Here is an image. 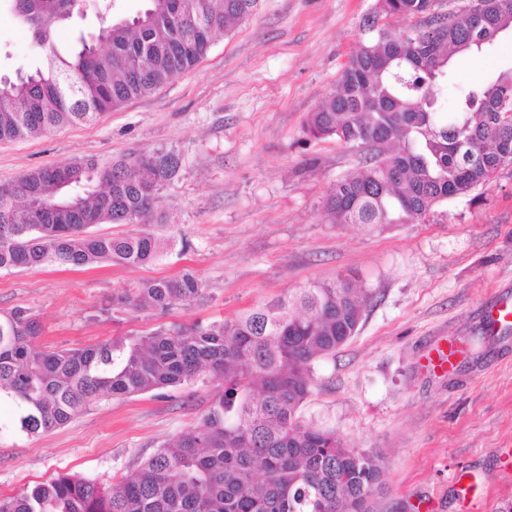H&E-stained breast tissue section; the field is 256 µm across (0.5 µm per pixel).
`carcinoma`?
<instances>
[{
    "mask_svg": "<svg viewBox=\"0 0 512 512\" xmlns=\"http://www.w3.org/2000/svg\"><path fill=\"white\" fill-rule=\"evenodd\" d=\"M31 30L42 63L0 79V142L94 123L202 59L217 34L257 0H146L132 18L108 19L62 48L56 27L78 0H8ZM441 0H376L368 34L305 131L367 152L323 200L332 224L383 229L435 220L437 208L512 164V69L461 89L446 111L448 67L512 31V0H486L480 22ZM410 24L392 28L380 20ZM173 149L40 168L0 184V270L152 265L176 238L142 229L102 236L96 224L168 225L161 191L180 176ZM203 299L192 273L149 279L120 299L168 312ZM366 289L349 276L313 282L233 319L161 325L141 337L48 349L29 310L0 313V406L27 435L67 425L105 397L176 388L198 376L224 381L192 430L108 486L60 474L0 498V512H376L380 460L346 437L305 423L314 363L356 335Z\"/></svg>",
    "mask_w": 512,
    "mask_h": 512,
    "instance_id": "carcinoma-1",
    "label": "carcinoma"
}]
</instances>
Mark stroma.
I'll return each instance as SVG.
<instances>
[{"label": "stroma", "mask_w": 512, "mask_h": 512, "mask_svg": "<svg viewBox=\"0 0 512 512\" xmlns=\"http://www.w3.org/2000/svg\"><path fill=\"white\" fill-rule=\"evenodd\" d=\"M375 0H258L193 69L93 124L0 143V184L38 168L102 162L160 148L182 156L162 192L185 251L155 265L0 270V312L29 309L48 348L140 336L163 324L230 319L310 282L351 274L371 299L357 334L320 359L302 408L382 463L383 512H500L512 502V325L478 343L493 301L512 298V165L472 195L442 204L440 224L383 231L333 224L322 200L362 151L309 138V112L331 92L364 35ZM41 63L30 33L0 0V75ZM512 68V32L454 63L458 88ZM191 270L202 304L167 314L107 307L150 278ZM455 366L429 367L436 346ZM222 382L93 403L69 424L0 435V497L75 473L104 485L134 473L190 430Z\"/></svg>", "instance_id": "stroma-1"}]
</instances>
